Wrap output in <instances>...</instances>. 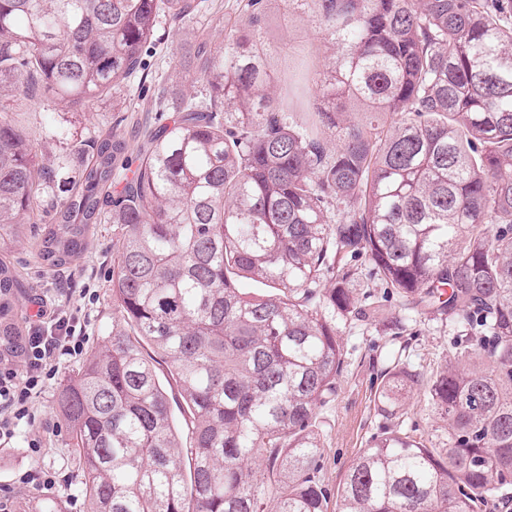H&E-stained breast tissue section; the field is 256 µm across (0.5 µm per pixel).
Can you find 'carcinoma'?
Instances as JSON below:
<instances>
[{
  "label": "carcinoma",
  "instance_id": "obj_1",
  "mask_svg": "<svg viewBox=\"0 0 512 512\" xmlns=\"http://www.w3.org/2000/svg\"><path fill=\"white\" fill-rule=\"evenodd\" d=\"M309 3L336 49L323 69L269 71L261 0H249V29L228 19L224 44L200 41L199 91L171 99L157 80L172 124L145 132L130 177L126 142L102 133L58 200L50 167L0 113L3 350L22 335L17 243L32 238L57 270L112 225V326L57 396L88 512H326L316 420L344 363L336 318L383 312L361 308L348 258L492 346L429 378L448 447L386 429L349 465L336 512H475L512 488V0L288 8ZM199 7L0 0V98L43 87L77 110L115 94L142 71L159 19ZM40 203L50 223L37 227ZM416 383L389 370L380 412L397 415ZM23 512L65 510L33 498Z\"/></svg>",
  "mask_w": 512,
  "mask_h": 512
}]
</instances>
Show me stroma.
<instances>
[{
    "mask_svg": "<svg viewBox=\"0 0 512 512\" xmlns=\"http://www.w3.org/2000/svg\"><path fill=\"white\" fill-rule=\"evenodd\" d=\"M244 3L245 0H202L191 24L162 21L155 41L143 51L149 80L134 79L121 92L92 99L81 110L61 108L45 91L11 103L12 112L19 114L35 150L53 168L55 197L67 196L73 186L77 166L68 156L75 143L88 145L99 134L112 133L129 143V162L137 164L136 133L126 121L128 110L150 100L155 90L154 77L184 87L186 73L179 59L191 49L190 28L205 30L213 43H221L224 17L246 18ZM264 5V60L271 71L280 75L297 66L312 48L321 46L323 34L311 11L287 9L283 0H264ZM51 125L66 130L67 138L50 136L47 128ZM13 262L24 284L17 307L21 326H28L33 320L37 311L34 298L44 296L62 309L82 310L88 318L90 345L100 343L112 324L111 225L97 226L88 253L76 267L58 272L40 268L25 241L15 248ZM86 285L93 290V297H83L81 290ZM336 329L344 350L343 369L336 381L335 400L323 408L316 421L322 443L318 478L331 493L336 492L352 460L387 427L395 425L436 447H447L448 424L432 406L425 379L463 351L484 344L480 337L464 335L456 315L433 309L409 313L401 309L395 296L389 298L384 316L340 322ZM396 365L417 371L422 381L399 414L388 419L377 412L374 395L386 372ZM78 368L75 362L62 364L55 377L46 382L35 404L34 426L44 434L40 452L31 453L21 436L10 447L0 446V496L9 495L16 503L37 496L57 498L64 501L67 512H86L87 501L74 466L69 429L55 406L60 385ZM33 470L54 476V485L40 490L24 483L26 473Z\"/></svg>",
    "mask_w": 512,
    "mask_h": 512,
    "instance_id": "obj_1",
    "label": "stroma"
}]
</instances>
